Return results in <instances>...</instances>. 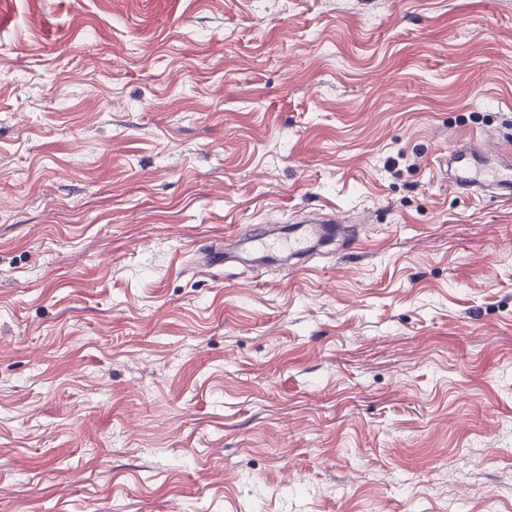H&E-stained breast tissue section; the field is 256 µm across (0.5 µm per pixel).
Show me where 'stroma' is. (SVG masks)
Returning a JSON list of instances; mask_svg holds the SVG:
<instances>
[{
	"instance_id": "obj_1",
	"label": "stroma",
	"mask_w": 512,
	"mask_h": 512,
	"mask_svg": "<svg viewBox=\"0 0 512 512\" xmlns=\"http://www.w3.org/2000/svg\"><path fill=\"white\" fill-rule=\"evenodd\" d=\"M512 0H0V512H512ZM357 248L194 268L234 227ZM448 187L471 200L512 198L511 153L489 152L483 135L456 142L448 150Z\"/></svg>"
}]
</instances>
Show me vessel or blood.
Masks as SVG:
<instances>
[{
	"instance_id": "vessel-or-blood-1",
	"label": "vessel or blood",
	"mask_w": 512,
	"mask_h": 512,
	"mask_svg": "<svg viewBox=\"0 0 512 512\" xmlns=\"http://www.w3.org/2000/svg\"><path fill=\"white\" fill-rule=\"evenodd\" d=\"M448 186L465 198H512V154L489 152L484 136L473 134L448 151ZM339 231L335 216L318 213L283 233L232 232L228 238L253 263L277 257L305 259Z\"/></svg>"
}]
</instances>
